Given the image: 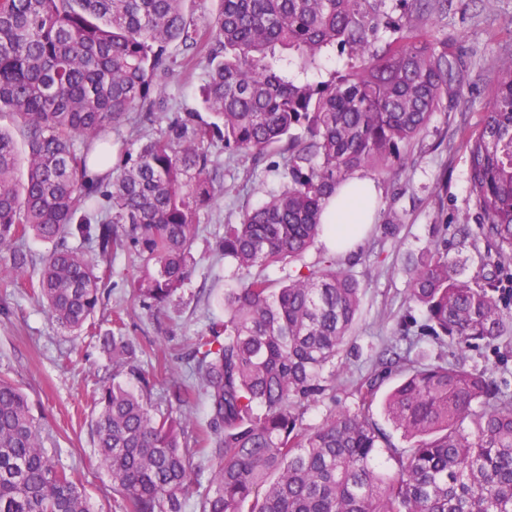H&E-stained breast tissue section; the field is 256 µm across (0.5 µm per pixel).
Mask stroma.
Here are the masks:
<instances>
[{
  "label": "stroma",
  "mask_w": 512,
  "mask_h": 512,
  "mask_svg": "<svg viewBox=\"0 0 512 512\" xmlns=\"http://www.w3.org/2000/svg\"><path fill=\"white\" fill-rule=\"evenodd\" d=\"M428 34L451 44L470 64L463 82L464 109L442 103L411 158L395 178L376 179L379 202L377 226L364 240L369 253L352 266L354 276L367 282L356 326L347 349L343 371L336 375L333 397L313 403L304 414L307 426H317L332 408L355 407V383L370 374L382 346L396 341L408 360L455 363L484 370L512 396V353L485 348L467 354L441 346L422 335L424 317L406 301L409 269L422 249L454 239L455 227L463 223L472 204L466 179L463 133L476 128L490 100L493 65L512 50V0H448L446 14L428 21ZM206 70L205 56H198L189 75L166 86L168 112L156 115L142 133H153L166 124L169 113L198 107L197 88ZM224 165L230 194L200 214V232L193 245L195 270L169 306V317L156 321L151 310L135 301L131 283L138 271L127 255L112 262L108 295L95 322L111 326V315L123 310L125 336L143 350L144 367L155 366L154 353L164 348L177 353L191 336L223 318L221 298L225 289L236 287L233 268L216 251L224 227L239 221L243 206H255L266 192L280 189L282 180L270 160L258 163L229 155L223 145L213 149ZM447 175L444 188H437L440 175ZM394 220L396 230L382 234L378 226ZM37 268L8 293H0V375L13 379L34 403L45 445L59 449L61 460L82 483L93 512H123L108 473L99 467L92 451L91 413L96 381L111 375L112 365L103 356L95 338L73 337L61 330L33 294Z\"/></svg>",
  "instance_id": "1"
}]
</instances>
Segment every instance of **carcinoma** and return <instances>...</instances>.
Segmentation results:
<instances>
[{
    "instance_id": "obj_1",
    "label": "carcinoma",
    "mask_w": 512,
    "mask_h": 512,
    "mask_svg": "<svg viewBox=\"0 0 512 512\" xmlns=\"http://www.w3.org/2000/svg\"><path fill=\"white\" fill-rule=\"evenodd\" d=\"M186 2L0 0V114L28 146L19 179L16 144L0 131V288L39 265L38 298L70 335L93 326L120 253L139 264L133 297L159 315L190 280L200 211L229 192L216 143L254 162L281 159V188L217 241L238 276L224 321L178 353L160 350L149 370L129 337L97 334L114 374L138 384L101 380L91 425L125 512H184L201 487L183 426L196 392L214 461L197 512H512V398L486 372L463 359L413 364L390 344L356 383L357 406L308 427L304 411L333 389L324 373L336 377L368 283L334 254L278 288L262 274L326 234L324 207L341 183L359 171L396 177L442 100L458 101L466 61L409 20H430L447 0H403L404 22L388 20L386 0H220L203 28ZM334 50L351 60L343 71L300 79ZM202 51L210 118L179 112L111 162L112 131L154 122L168 80ZM464 148L478 231L466 222L456 235L484 242L479 268L466 276L448 246L427 247L407 301L425 335L465 354L512 348V57L494 67ZM30 235L49 244L37 257L22 246ZM393 376L384 410L403 448L371 416ZM0 512H91L57 449L44 447L27 394L4 378Z\"/></svg>"
}]
</instances>
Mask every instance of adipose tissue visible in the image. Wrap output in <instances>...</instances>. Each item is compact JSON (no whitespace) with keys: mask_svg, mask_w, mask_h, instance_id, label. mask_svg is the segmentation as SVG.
Segmentation results:
<instances>
[{"mask_svg":"<svg viewBox=\"0 0 512 512\" xmlns=\"http://www.w3.org/2000/svg\"><path fill=\"white\" fill-rule=\"evenodd\" d=\"M375 197L376 187L367 178H353L340 188L336 198L330 200L325 209V221L330 226L325 235L328 247H335L337 239L345 234L347 228L373 216Z\"/></svg>","mask_w":512,"mask_h":512,"instance_id":"1","label":"adipose tissue"}]
</instances>
